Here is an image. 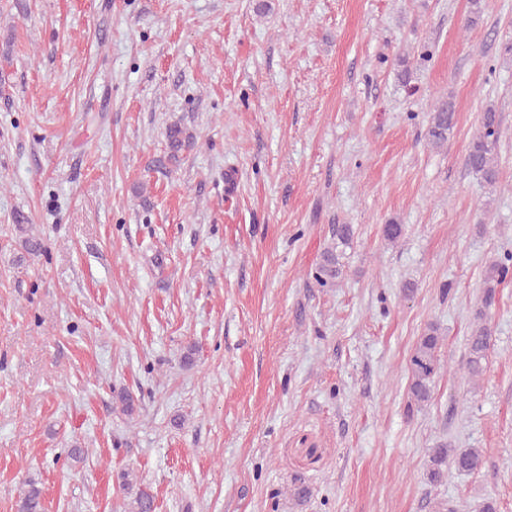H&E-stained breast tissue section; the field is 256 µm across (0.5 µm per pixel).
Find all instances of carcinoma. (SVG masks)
Masks as SVG:
<instances>
[{"mask_svg":"<svg viewBox=\"0 0 512 512\" xmlns=\"http://www.w3.org/2000/svg\"><path fill=\"white\" fill-rule=\"evenodd\" d=\"M456 124L455 106L449 99L438 100L430 114L428 141L433 147H442ZM500 117L492 107L484 109L478 135L473 139L465 158L468 170L484 183L494 186L498 182L499 168L496 144L499 138ZM169 148L174 152L189 150L195 146L192 134L178 126L167 130ZM354 229L350 224H338L333 230L331 243L324 249L322 259L315 269V280L323 285H332L343 275L341 263L343 249L353 241ZM512 272V253L493 261L481 287L475 312L477 325L467 338V371L471 378L484 375L486 361L491 348V331L487 324L488 311L496 302L497 286ZM440 336L434 326L427 328L419 337L409 357V391L414 401L421 403L430 398L432 386L441 366L439 358ZM484 456L477 448H450L440 443L429 454L428 480L440 484L448 473L475 472L482 468ZM28 489L18 500L16 512H44L41 490L31 479L26 481ZM123 512H155L153 494L138 489L133 501L125 505Z\"/></svg>","mask_w":512,"mask_h":512,"instance_id":"carcinoma-1","label":"carcinoma"}]
</instances>
